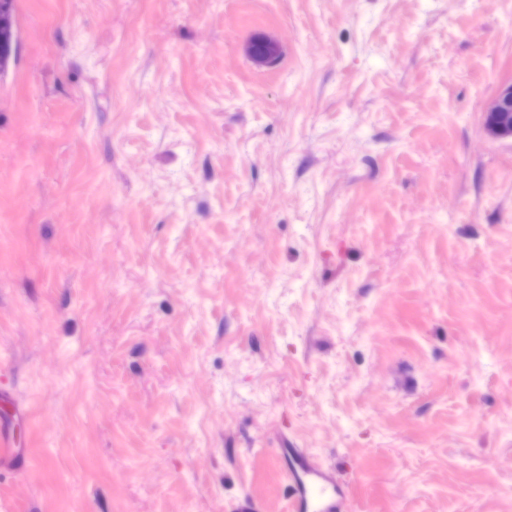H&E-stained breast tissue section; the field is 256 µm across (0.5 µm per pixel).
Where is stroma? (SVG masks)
I'll use <instances>...</instances> for the list:
<instances>
[{
    "label": "stroma",
    "mask_w": 512,
    "mask_h": 512,
    "mask_svg": "<svg viewBox=\"0 0 512 512\" xmlns=\"http://www.w3.org/2000/svg\"><path fill=\"white\" fill-rule=\"evenodd\" d=\"M11 10L0 512H512V0ZM486 132L496 139L512 140V81L502 83L484 111ZM293 495L288 500L289 512H334L341 491L326 470L310 463L304 453H293L286 468Z\"/></svg>",
    "instance_id": "stroma-1"
}]
</instances>
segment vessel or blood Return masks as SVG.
Segmentation results:
<instances>
[{
  "label": "vessel or blood",
  "mask_w": 512,
  "mask_h": 512,
  "mask_svg": "<svg viewBox=\"0 0 512 512\" xmlns=\"http://www.w3.org/2000/svg\"><path fill=\"white\" fill-rule=\"evenodd\" d=\"M287 477L293 488L288 512H335L341 492L329 473L310 463L306 454L294 453Z\"/></svg>",
  "instance_id": "obj_1"
}]
</instances>
